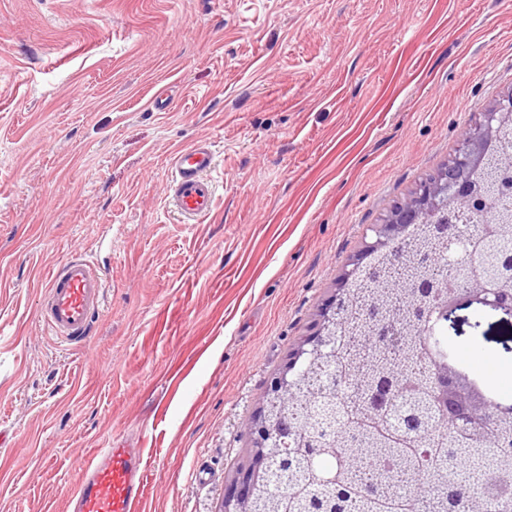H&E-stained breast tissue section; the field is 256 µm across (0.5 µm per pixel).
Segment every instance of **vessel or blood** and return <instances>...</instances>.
Wrapping results in <instances>:
<instances>
[{
  "label": "vessel or blood",
  "instance_id": "1",
  "mask_svg": "<svg viewBox=\"0 0 512 512\" xmlns=\"http://www.w3.org/2000/svg\"><path fill=\"white\" fill-rule=\"evenodd\" d=\"M214 165L215 151L207 141L180 149L172 158L169 194L188 223L198 222L213 208L209 174ZM105 288L93 260L71 255L50 274L40 308L42 323L62 343L83 344L104 310ZM80 471L68 496V512H140L149 476L140 449L124 444L95 449L81 461Z\"/></svg>",
  "mask_w": 512,
  "mask_h": 512
}]
</instances>
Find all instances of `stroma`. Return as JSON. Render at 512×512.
<instances>
[{
	"label": "stroma",
	"instance_id": "obj_1",
	"mask_svg": "<svg viewBox=\"0 0 512 512\" xmlns=\"http://www.w3.org/2000/svg\"><path fill=\"white\" fill-rule=\"evenodd\" d=\"M511 88L512 0H0V512H66L112 439L143 512H218L372 226ZM200 140L215 207L185 224L170 158ZM77 252L106 301L70 347L40 298ZM462 316L454 353L512 374V326Z\"/></svg>",
	"mask_w": 512,
	"mask_h": 512
}]
</instances>
